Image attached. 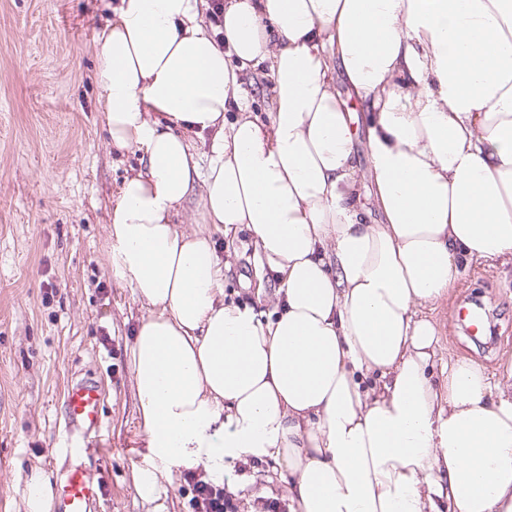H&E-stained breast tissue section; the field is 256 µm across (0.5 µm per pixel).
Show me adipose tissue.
Listing matches in <instances>:
<instances>
[{
  "mask_svg": "<svg viewBox=\"0 0 512 512\" xmlns=\"http://www.w3.org/2000/svg\"><path fill=\"white\" fill-rule=\"evenodd\" d=\"M200 15L120 0L101 34L98 110L140 159L107 225L111 276L148 306L137 495L251 460L288 512H512V382L452 355L435 384L429 316L471 264L512 262V0H224L219 33ZM261 64L263 122L240 90ZM242 224L276 283L264 321L224 300L211 233ZM348 104L350 108V112H353L354 117H356L357 123H354V126L358 125V133L357 138L355 140V152L357 160L359 161L360 168L362 170H366L369 163V155H368V146L366 133L364 130V122L362 118V109L360 103L356 99H348ZM359 121V122H358ZM201 212L200 193H195L186 201L184 208L175 220H177L179 228L186 232H192L198 227L197 224L202 223Z\"/></svg>",
  "mask_w": 512,
  "mask_h": 512,
  "instance_id": "adipose-tissue-1",
  "label": "adipose tissue"
}]
</instances>
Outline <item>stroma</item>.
<instances>
[{"label": "stroma", "instance_id": "1", "mask_svg": "<svg viewBox=\"0 0 512 512\" xmlns=\"http://www.w3.org/2000/svg\"><path fill=\"white\" fill-rule=\"evenodd\" d=\"M118 0H0V512H25L21 478L58 473V449L79 446L62 433L70 380L102 382L110 447L87 459L109 491L96 512H191V490L172 471L161 501L141 499L132 468L148 436L136 410L129 347L147 309L108 273L111 199L136 172L132 151H113L97 110L99 35ZM224 298L272 310L274 281L262 278L246 227L213 237ZM483 302L494 339L479 349L456 310ZM444 349L505 378L512 374V264L475 263L433 312ZM239 512L256 497L286 499L266 464L224 471Z\"/></svg>", "mask_w": 512, "mask_h": 512}]
</instances>
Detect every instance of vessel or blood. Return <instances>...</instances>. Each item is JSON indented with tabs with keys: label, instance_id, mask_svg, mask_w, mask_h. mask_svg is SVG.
<instances>
[{
	"label": "vessel or blood",
	"instance_id": "1",
	"mask_svg": "<svg viewBox=\"0 0 512 512\" xmlns=\"http://www.w3.org/2000/svg\"><path fill=\"white\" fill-rule=\"evenodd\" d=\"M62 408L65 431L81 436L85 448L101 447L105 416L100 382L90 375L71 381L63 395ZM85 448L65 451L73 462L62 471L55 486L54 512H90L105 492L104 482L93 481L85 467L76 462Z\"/></svg>",
	"mask_w": 512,
	"mask_h": 512
}]
</instances>
